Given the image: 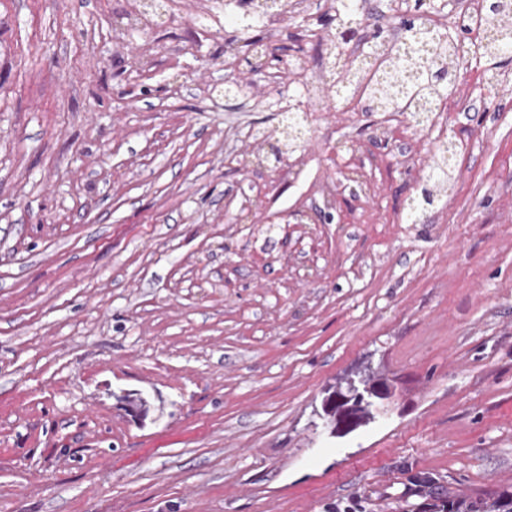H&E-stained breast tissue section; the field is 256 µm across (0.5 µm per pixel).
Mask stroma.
<instances>
[{"mask_svg": "<svg viewBox=\"0 0 512 512\" xmlns=\"http://www.w3.org/2000/svg\"><path fill=\"white\" fill-rule=\"evenodd\" d=\"M381 2L466 51L434 123L385 138L289 71L324 62L327 0L253 29L259 74L244 0L211 27L203 0H0V512L512 491V62L439 0ZM363 369L388 416L329 435L325 389Z\"/></svg>", "mask_w": 512, "mask_h": 512, "instance_id": "obj_1", "label": "stroma"}]
</instances>
